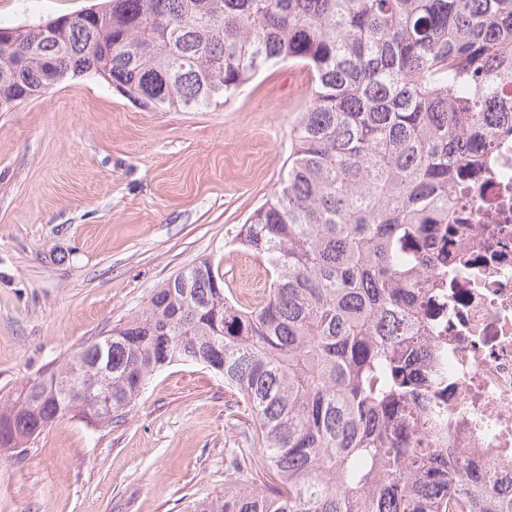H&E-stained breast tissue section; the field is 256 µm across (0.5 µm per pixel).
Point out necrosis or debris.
Masks as SVG:
<instances>
[{
  "mask_svg": "<svg viewBox=\"0 0 512 512\" xmlns=\"http://www.w3.org/2000/svg\"><path fill=\"white\" fill-rule=\"evenodd\" d=\"M429 320L448 365V445L465 482L512 499V138L467 180Z\"/></svg>",
  "mask_w": 512,
  "mask_h": 512,
  "instance_id": "4bbe7bcc",
  "label": "necrosis or debris"
}]
</instances>
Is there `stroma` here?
I'll use <instances>...</instances> for the list:
<instances>
[{
  "instance_id": "35a3bbf8",
  "label": "stroma",
  "mask_w": 512,
  "mask_h": 512,
  "mask_svg": "<svg viewBox=\"0 0 512 512\" xmlns=\"http://www.w3.org/2000/svg\"><path fill=\"white\" fill-rule=\"evenodd\" d=\"M93 2L0 0V27ZM310 82L281 63L224 107L157 112L87 75L0 112V396L200 259L235 303L266 298L267 266L235 235L281 186ZM237 448L262 451L246 405L212 370L172 365L123 422L66 419L0 452V512H184L223 493Z\"/></svg>"
}]
</instances>
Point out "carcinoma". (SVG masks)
<instances>
[{
  "instance_id": "obj_1",
  "label": "carcinoma",
  "mask_w": 512,
  "mask_h": 512,
  "mask_svg": "<svg viewBox=\"0 0 512 512\" xmlns=\"http://www.w3.org/2000/svg\"><path fill=\"white\" fill-rule=\"evenodd\" d=\"M6 61L0 97L23 101L89 73L157 112L207 110L287 61L311 88L281 188L239 232L269 267L266 299L232 304L207 259L181 271L0 397V448L66 418L117 423L152 373L193 363L249 404L272 477L187 512H503L437 445L446 373L416 315L448 268L454 189L512 133V0H105L0 41ZM77 363L94 387L71 402L59 383ZM257 463L239 448L232 469Z\"/></svg>"
}]
</instances>
